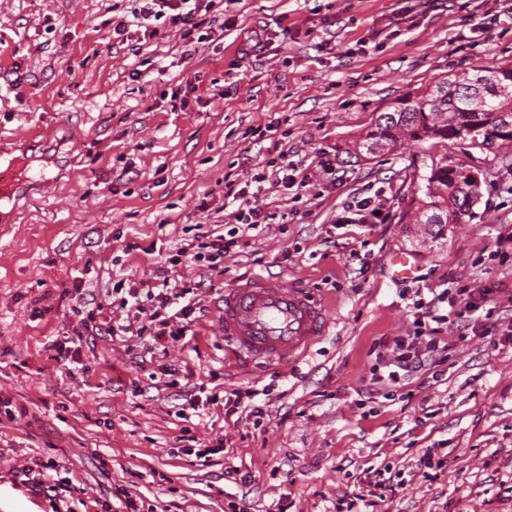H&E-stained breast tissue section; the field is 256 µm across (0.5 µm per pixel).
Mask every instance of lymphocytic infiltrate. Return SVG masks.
I'll return each mask as SVG.
<instances>
[{"instance_id":"1","label":"lymphocytic infiltrate","mask_w":512,"mask_h":512,"mask_svg":"<svg viewBox=\"0 0 512 512\" xmlns=\"http://www.w3.org/2000/svg\"><path fill=\"white\" fill-rule=\"evenodd\" d=\"M137 6L132 16L138 26H147L152 20H165L171 26L181 28L185 39L197 42L210 40L211 23L204 18L202 7L206 0H136ZM289 166L286 153L267 160L263 170L254 173L250 179L242 182H225V198L236 202L233 217L237 223L236 230L224 233L215 229L200 233L188 240L176 252L166 254L164 263L157 271L154 287L145 283L118 280L113 283V292L122 296V307L128 308L134 315H147L150 336L155 339L171 338L179 340L185 337V322L195 311L192 297L193 287L174 286L170 275L189 260L211 271L220 269L224 258L237 246L240 233L258 229L267 223L269 215L264 209L262 194L268 174L287 172ZM153 302V311H146L145 302Z\"/></svg>"}]
</instances>
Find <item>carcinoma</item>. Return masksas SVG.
Wrapping results in <instances>:
<instances>
[{
  "mask_svg": "<svg viewBox=\"0 0 512 512\" xmlns=\"http://www.w3.org/2000/svg\"><path fill=\"white\" fill-rule=\"evenodd\" d=\"M496 72L512 78V62L477 69L474 73H451L437 79L436 91H424L406 103L407 120L398 124L387 120L366 132L363 141L396 145L405 137L416 142L455 141L461 145L491 152L512 146V97L503 98L486 87L480 96L464 103L459 88L469 87ZM480 184L473 172L462 164L444 157L432 161L421 189L423 197L415 199V223L454 224L459 216L471 217L479 200Z\"/></svg>",
  "mask_w": 512,
  "mask_h": 512,
  "instance_id": "carcinoma-1",
  "label": "carcinoma"
}]
</instances>
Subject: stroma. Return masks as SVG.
I'll return each instance as SVG.
<instances>
[{"label":"stroma","mask_w":512,"mask_h":512,"mask_svg":"<svg viewBox=\"0 0 512 512\" xmlns=\"http://www.w3.org/2000/svg\"><path fill=\"white\" fill-rule=\"evenodd\" d=\"M132 6L0 0V163L51 180L0 205V398L24 410L0 423V512H100L118 487L170 512H336L384 467L400 487L367 512H512V149L354 154L397 99L512 61V0H216L215 45L167 25L145 36ZM273 117L280 132L263 136ZM276 148L306 185L266 183L272 219L223 273L179 265L202 309L190 335L117 333L113 282L154 278L197 225L230 222L225 179ZM444 156L478 169L480 200L437 235L401 217ZM362 206L376 217L352 223ZM400 250L418 256L414 278L392 277ZM257 275L334 302L292 366L242 368L217 329L225 287ZM446 289L455 322L422 318L417 300ZM75 335L79 360L63 365L53 342ZM398 341L418 368L398 367ZM244 387L270 395L261 423L220 405L177 416L199 390ZM428 449L442 465L427 478Z\"/></svg>","instance_id":"1"}]
</instances>
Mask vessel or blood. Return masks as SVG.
Segmentation results:
<instances>
[{
	"mask_svg": "<svg viewBox=\"0 0 512 512\" xmlns=\"http://www.w3.org/2000/svg\"><path fill=\"white\" fill-rule=\"evenodd\" d=\"M22 183L17 163L0 169V201L11 200ZM332 311L331 300L315 298L288 280L254 276L225 288L219 325L240 359L288 364L324 335Z\"/></svg>",
	"mask_w": 512,
	"mask_h": 512,
	"instance_id": "vessel-or-blood-1",
	"label": "vessel or blood"
}]
</instances>
